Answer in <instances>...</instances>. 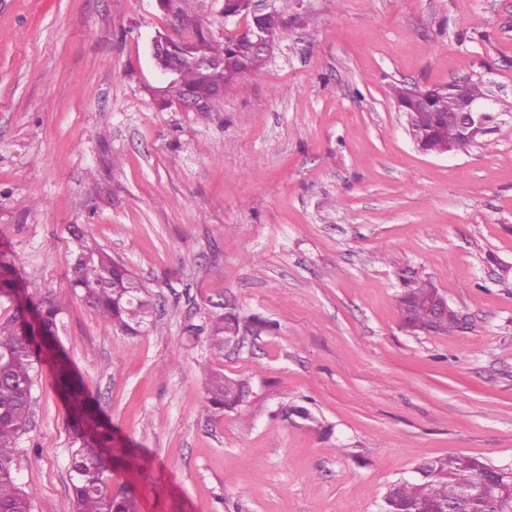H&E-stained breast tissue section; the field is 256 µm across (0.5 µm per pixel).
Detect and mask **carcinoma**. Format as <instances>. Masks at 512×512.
<instances>
[{
  "label": "carcinoma",
  "mask_w": 512,
  "mask_h": 512,
  "mask_svg": "<svg viewBox=\"0 0 512 512\" xmlns=\"http://www.w3.org/2000/svg\"><path fill=\"white\" fill-rule=\"evenodd\" d=\"M177 33L174 48L183 59L181 85L189 90L215 97L227 86L243 79L261 66L274 52L277 32L266 33L265 50L255 54L245 41L226 36L218 41L204 26L200 0H178ZM205 57L208 67L198 64ZM425 103L437 114L439 129L425 137L423 148L435 153L454 139L460 113L474 102L485 98L479 81L471 78L462 95H451L440 87L425 89ZM79 251L69 268L72 289L80 294L86 306L112 325L130 335H136L148 320L150 300L148 292L139 284L130 268L112 259L104 249L78 237ZM435 290L429 281L415 283L400 300L403 324L427 326L435 323L421 300ZM0 292L18 293L14 272L10 265L0 261ZM37 323L26 331L18 326H0V512H32L33 493L25 490L16 476L18 440L26 430L34 386V346L46 344L57 326L59 307L52 301L36 306ZM210 347L224 351V337L231 334L245 343L239 320L231 315L213 317L206 328ZM56 374L62 390L70 399V410L75 422L90 431L71 460L73 512H137L135 502L125 496L112 494L108 473L113 464L130 466L127 456L112 455V433L98 418L86 395L84 385L69 371L63 354L55 358ZM247 385L224 377L218 370H210L207 378L206 399L220 412L234 408L237 394ZM427 477L400 481L387 493L388 512H397L406 506L432 497L444 504L454 503L462 512H475L477 506L459 501L462 488L477 483L487 464L480 460L454 455L438 457L421 463Z\"/></svg>",
  "instance_id": "obj_1"
}]
</instances>
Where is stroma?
I'll return each mask as SVG.
<instances>
[{
	"label": "stroma",
	"mask_w": 512,
	"mask_h": 512,
	"mask_svg": "<svg viewBox=\"0 0 512 512\" xmlns=\"http://www.w3.org/2000/svg\"><path fill=\"white\" fill-rule=\"evenodd\" d=\"M273 56L209 111L160 108L156 0H0V260L99 412L112 491L138 512H385L422 461L512 467V0H298ZM470 76L498 126L444 155L392 95ZM148 289L131 336L70 287L75 233ZM427 280L459 315L409 333ZM264 319L214 354L216 312ZM18 479L32 512H71L81 444L48 358ZM247 382L214 412L205 368Z\"/></svg>",
	"instance_id": "35a3bbf8"
}]
</instances>
